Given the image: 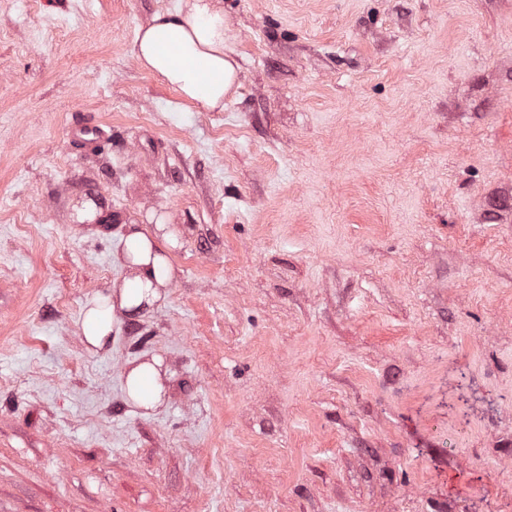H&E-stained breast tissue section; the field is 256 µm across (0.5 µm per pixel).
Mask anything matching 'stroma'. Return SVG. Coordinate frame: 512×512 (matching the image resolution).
<instances>
[{
  "label": "stroma",
  "instance_id": "1",
  "mask_svg": "<svg viewBox=\"0 0 512 512\" xmlns=\"http://www.w3.org/2000/svg\"><path fill=\"white\" fill-rule=\"evenodd\" d=\"M179 4L0 0V512H512V0H220V112L134 57ZM129 222L178 276L92 354ZM73 141L82 149L103 150L110 144V136L102 128V125L90 121H76L70 128ZM163 359L159 355L129 361L124 366L122 378L128 401L143 410L145 415L163 405L169 387L166 372H162Z\"/></svg>",
  "mask_w": 512,
  "mask_h": 512
}]
</instances>
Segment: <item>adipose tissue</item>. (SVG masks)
<instances>
[{
    "label": "adipose tissue",
    "mask_w": 512,
    "mask_h": 512,
    "mask_svg": "<svg viewBox=\"0 0 512 512\" xmlns=\"http://www.w3.org/2000/svg\"><path fill=\"white\" fill-rule=\"evenodd\" d=\"M134 55L143 70L205 112L223 110L237 78L236 63L224 50V11L213 0H185L176 10L155 13L138 29ZM122 241L123 280L113 282L83 310V337L93 353L111 350L117 315L144 316L166 301L177 277L175 231L162 224L131 223ZM162 367L158 355L126 363L122 378L132 405L148 412L163 405L169 387Z\"/></svg>",
    "instance_id": "adipose-tissue-1"
}]
</instances>
